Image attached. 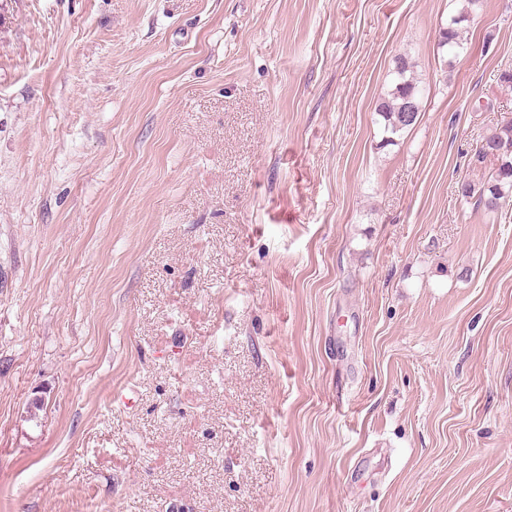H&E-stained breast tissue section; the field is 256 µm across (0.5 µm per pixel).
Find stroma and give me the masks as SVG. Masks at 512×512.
<instances>
[{"label":"stroma","instance_id":"obj_1","mask_svg":"<svg viewBox=\"0 0 512 512\" xmlns=\"http://www.w3.org/2000/svg\"><path fill=\"white\" fill-rule=\"evenodd\" d=\"M508 70L512 0H0V512H512ZM465 18L463 15L452 17L448 27L440 30L439 45L442 48L447 47L448 54L454 57L457 56L459 49L463 48L459 24L465 21ZM411 68L412 66L406 57L396 58L394 73L397 82L387 97H382L376 106V112L385 121L386 132L391 135L400 134L412 128L417 122L419 112H421V107L418 111V105L421 104L420 88L413 77H407ZM410 105L413 106L414 112L410 113L411 118H407L405 110ZM478 162L488 156L497 160L494 174L481 185L472 181H463L458 194L466 202L475 199L477 207L488 213H496L503 207V202L512 194V123H506L486 136L475 154Z\"/></svg>","mask_w":512,"mask_h":512}]
</instances>
